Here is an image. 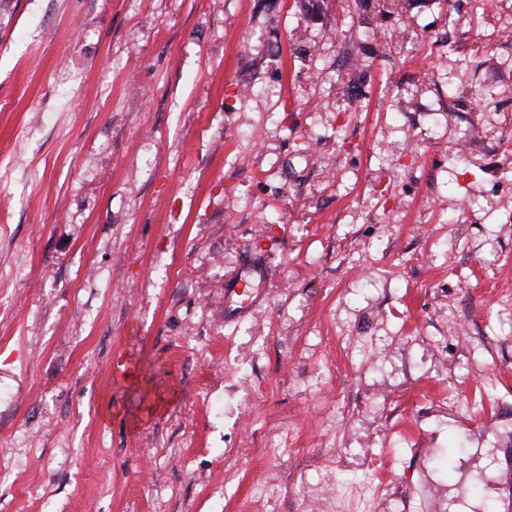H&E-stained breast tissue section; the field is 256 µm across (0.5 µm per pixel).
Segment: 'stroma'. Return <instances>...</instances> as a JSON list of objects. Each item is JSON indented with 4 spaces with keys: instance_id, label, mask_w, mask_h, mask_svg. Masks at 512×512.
<instances>
[{
    "instance_id": "1",
    "label": "stroma",
    "mask_w": 512,
    "mask_h": 512,
    "mask_svg": "<svg viewBox=\"0 0 512 512\" xmlns=\"http://www.w3.org/2000/svg\"><path fill=\"white\" fill-rule=\"evenodd\" d=\"M508 171L512 0H0V512H512ZM393 493H399L401 502L405 506L404 512H423L432 510V508H427L426 499L424 495L420 493L419 490H415L410 485L401 486L396 485L393 488ZM416 497H419L418 501H416Z\"/></svg>"
}]
</instances>
